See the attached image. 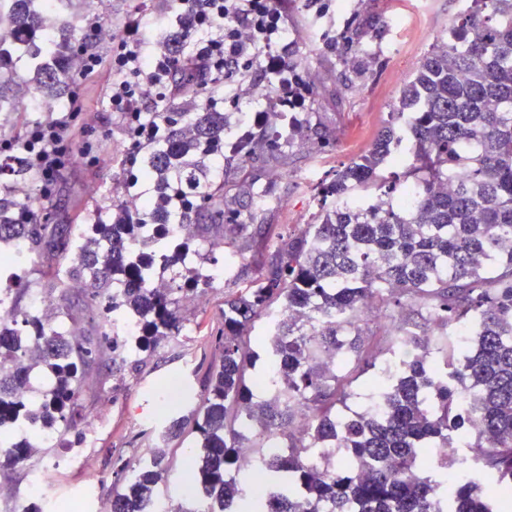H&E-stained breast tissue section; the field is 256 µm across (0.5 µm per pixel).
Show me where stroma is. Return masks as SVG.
<instances>
[{
  "label": "stroma",
  "mask_w": 512,
  "mask_h": 512,
  "mask_svg": "<svg viewBox=\"0 0 512 512\" xmlns=\"http://www.w3.org/2000/svg\"><path fill=\"white\" fill-rule=\"evenodd\" d=\"M330 32L340 31L351 10L374 8L385 23L372 46L379 58L364 74L348 73L336 79V59L323 49L306 21L303 0H290L289 32L294 41L293 58L315 80L309 104L312 122L333 140L330 150H321L314 138L302 147H290L287 160L265 158L237 162L224 169V191L240 209H247L249 192L266 189L269 202L255 211L252 223L266 227L269 243L310 222L315 211L314 188L333 170L359 156L376 139L396 107L401 90L422 57L448 30L460 11V0H325ZM80 101L85 109L81 140L95 144L104 157L101 164H80L66 171L51 202L52 223L85 224L93 214L107 212L117 200L114 186L120 170L111 157L119 142L112 134L111 113L101 111L105 94L102 82L84 84ZM241 275L235 283L218 285L198 293L181 335L169 339L138 366L114 368L111 353L91 362L84 375L76 410L79 427L87 434L82 447L59 440L56 447L38 448L34 458L15 467H0V512H15L17 505L37 501L36 486L51 473L57 499L75 500L80 512H98L110 496L112 483L122 464L148 459L154 442L149 425L165 426L171 418L190 416L197 404L208 369L220 364L222 352L210 333L224 323L226 295L248 287L254 265L251 256L238 258ZM174 376L188 387L185 401L170 416L160 415L154 400L166 381ZM193 438L175 440L167 446L168 471L157 497L167 508L184 504L180 491L190 461Z\"/></svg>",
  "instance_id": "stroma-1"
}]
</instances>
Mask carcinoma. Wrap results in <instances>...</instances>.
I'll list each match as a JSON object with an SVG mask.
<instances>
[{"mask_svg": "<svg viewBox=\"0 0 512 512\" xmlns=\"http://www.w3.org/2000/svg\"><path fill=\"white\" fill-rule=\"evenodd\" d=\"M74 0H0V25L13 28L18 43L0 47V66L30 74L36 93L65 98L61 70L51 64L49 44L78 43L72 31L39 33L44 8L73 9ZM383 27L375 13L351 18L329 40L341 73L371 66L364 39ZM281 113H268L262 130H248L239 154L224 162L283 157L295 136L307 134L328 148L311 113L295 114L288 134L277 135ZM168 140L143 151L123 179H153L157 197L187 196L198 217L183 242L164 258L176 270L188 248L200 258L219 257L203 244L219 240L224 276L234 257H256L257 277L224 300V327L217 331L223 359L213 369L191 416L170 422L155 436L160 445L147 463L125 464L120 486H112L109 512H146L167 469L169 442L191 431L199 440L190 478L212 512L243 500L241 449L263 451L266 437L288 440L282 453L265 460L266 499L246 501L245 512H497L487 484L512 486V0H469L448 40L423 57L400 105L370 147L324 179L316 190L315 220L274 246L265 227L240 223L241 211L224 198L214 155L224 150V112L164 115ZM50 219L49 203L33 192L0 196V257L17 262L9 244L21 238L33 255L57 246L56 225L26 224L23 212ZM152 217L130 214L122 204L112 219L80 227L82 252L69 241L57 250V266L70 280L90 288L87 310L101 321L103 342L95 347L50 334L42 318L17 311L20 321H0V358L17 362L0 377V432L20 422L49 425L59 437L77 424L76 402L84 368L106 349L118 347L112 325L122 310L137 316L141 334L130 354L153 353L184 326L183 292L208 288L191 278L187 288H144L143 259L157 240ZM142 239L143 256L126 254V242ZM127 286L125 303L112 288ZM440 329L452 322L469 330V348L440 369L420 358L395 382L380 375L367 384V398L384 403L375 418L366 410L343 415L349 365H376L386 354L401 358L410 345L425 356L438 344L421 341L404 327L365 338L360 304L387 309L402 300ZM288 309L294 317L279 320ZM266 319L256 337L257 319ZM278 371L263 403L253 401L248 375L260 356ZM44 372L53 388L38 403L26 399L31 372ZM308 415L306 432L290 425ZM472 426L462 457L431 455ZM0 466L28 461L27 439L0 437ZM314 448L336 449V464L311 458ZM467 466L470 481L448 480V470Z\"/></svg>", "mask_w": 512, "mask_h": 512, "instance_id": "carcinoma-1", "label": "carcinoma"}]
</instances>
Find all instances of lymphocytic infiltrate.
I'll return each mask as SVG.
<instances>
[{
    "instance_id": "lymphocytic-infiltrate-1",
    "label": "lymphocytic infiltrate",
    "mask_w": 512,
    "mask_h": 512,
    "mask_svg": "<svg viewBox=\"0 0 512 512\" xmlns=\"http://www.w3.org/2000/svg\"><path fill=\"white\" fill-rule=\"evenodd\" d=\"M287 33L288 0H131L118 20L98 16L78 50L59 57L73 88L68 108L42 111L0 140V180L19 156L39 195H54L79 147L77 90L97 79L106 83L102 109L122 132L125 166L160 135L163 112H221L259 87L264 105L245 113L244 124L258 128L266 113L307 111L314 84L292 64Z\"/></svg>"
}]
</instances>
